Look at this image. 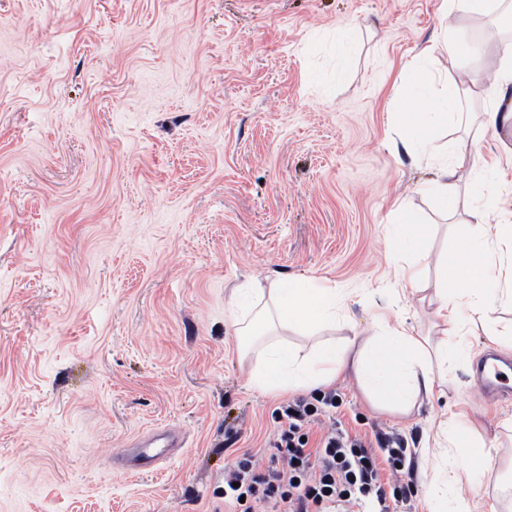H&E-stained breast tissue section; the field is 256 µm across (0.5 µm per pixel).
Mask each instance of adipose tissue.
<instances>
[{
  "label": "adipose tissue",
  "instance_id": "adipose-tissue-1",
  "mask_svg": "<svg viewBox=\"0 0 512 512\" xmlns=\"http://www.w3.org/2000/svg\"><path fill=\"white\" fill-rule=\"evenodd\" d=\"M511 13L512 0H445L440 26L443 57L433 65L427 55L415 57L408 66L411 79L394 106L406 152L426 153L433 127L461 113L464 102L472 98L483 99L489 126L512 122L511 46L499 48L487 68L471 71L465 88L448 82L449 71L458 68L471 51L461 36L458 16L496 21ZM477 157L475 142L460 141L451 157L438 158L430 183V194L443 205L454 198L459 184H466L479 205L481 221L477 235L460 236L454 249L439 260L442 276L431 297L432 335H418L405 321L383 317L366 337L330 341L305 353L289 342L288 335L335 322L340 304L337 288L316 287L286 276L266 285L246 283L230 296L229 318L241 339L242 354L256 356L248 371L251 388L314 390L348 371L374 408L400 415L441 392L438 368L448 360L447 335L459 331L467 313L487 325L495 322V308L484 299L480 281L505 273L501 299L512 303V225L496 221L497 189L479 170ZM388 246L394 254L426 250V228L413 212L397 208Z\"/></svg>",
  "mask_w": 512,
  "mask_h": 512
}]
</instances>
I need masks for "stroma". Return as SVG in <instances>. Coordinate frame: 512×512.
<instances>
[{
    "label": "stroma",
    "instance_id": "35a3bbf8",
    "mask_svg": "<svg viewBox=\"0 0 512 512\" xmlns=\"http://www.w3.org/2000/svg\"><path fill=\"white\" fill-rule=\"evenodd\" d=\"M443 0H0V512H224V468L269 465L275 412L292 396L250 388L227 301L287 275L339 288L332 329L309 347L371 333L383 315L427 332L433 307L404 291L475 230L472 203L442 211L429 160L394 147L407 61L433 46ZM354 31L349 74L335 41ZM482 101L431 133L484 158L512 146ZM406 201L428 251L392 264ZM446 397L410 415L373 410L350 374L336 418L403 437L426 512L423 452L443 414L494 442L448 508L512 512V395L477 380L512 350L483 330L452 336ZM155 428L185 441L158 468L118 456Z\"/></svg>",
    "mask_w": 512,
    "mask_h": 512
}]
</instances>
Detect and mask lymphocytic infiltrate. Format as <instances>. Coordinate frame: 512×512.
Wrapping results in <instances>:
<instances>
[{
    "mask_svg": "<svg viewBox=\"0 0 512 512\" xmlns=\"http://www.w3.org/2000/svg\"><path fill=\"white\" fill-rule=\"evenodd\" d=\"M335 393L321 404L302 398L281 406L274 443L280 467L261 469L246 454L224 472V500L238 512H397L414 491L403 473L407 450L386 434L368 438L336 426L312 433L321 405H334Z\"/></svg>",
    "mask_w": 512,
    "mask_h": 512,
    "instance_id": "obj_1",
    "label": "lymphocytic infiltrate"
}]
</instances>
